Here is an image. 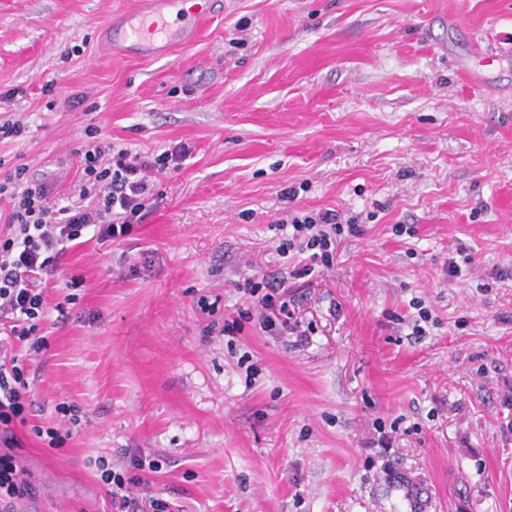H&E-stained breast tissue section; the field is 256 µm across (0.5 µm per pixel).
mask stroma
Returning a JSON list of instances; mask_svg holds the SVG:
<instances>
[{
	"label": "stroma",
	"instance_id": "stroma-1",
	"mask_svg": "<svg viewBox=\"0 0 512 512\" xmlns=\"http://www.w3.org/2000/svg\"><path fill=\"white\" fill-rule=\"evenodd\" d=\"M135 2L0 0V114L28 126L0 157L53 202L78 199L89 124L188 149L126 240L71 248L47 288L80 282L15 429L26 512H119L100 456L169 512H512V55L474 54L512 0H217L155 60L101 45ZM295 209L359 232L277 336L237 287L299 262ZM63 401L82 426L52 448Z\"/></svg>",
	"mask_w": 512,
	"mask_h": 512
}]
</instances>
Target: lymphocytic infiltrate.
I'll list each match as a JSON object with an SVG mask.
<instances>
[{"label": "lymphocytic infiltrate", "instance_id": "1", "mask_svg": "<svg viewBox=\"0 0 512 512\" xmlns=\"http://www.w3.org/2000/svg\"><path fill=\"white\" fill-rule=\"evenodd\" d=\"M87 141L77 152L81 204L55 207L47 184L34 183L20 164L0 175V198L9 211L0 220V497L21 499L31 485L16 459V426L26 424L33 405L28 376L30 364L46 343V282L60 273L59 261L86 234L100 242L123 241L142 223L159 200L151 184L154 173L179 161L180 151L151 158L114 148L95 125L85 129ZM291 237L281 253H308L310 262L293 269L289 278L260 279L246 284L260 308L261 329L277 334L291 331L288 281L310 276L315 267H331L344 233L335 210L293 213ZM121 512H165V503L135 496L123 474L106 459L95 462Z\"/></svg>", "mask_w": 512, "mask_h": 512}]
</instances>
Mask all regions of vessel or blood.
Listing matches in <instances>:
<instances>
[{
    "instance_id": "1",
    "label": "vessel or blood",
    "mask_w": 512,
    "mask_h": 512,
    "mask_svg": "<svg viewBox=\"0 0 512 512\" xmlns=\"http://www.w3.org/2000/svg\"><path fill=\"white\" fill-rule=\"evenodd\" d=\"M209 12L206 5L186 12L183 0H136L133 8L112 19L104 35L127 55L162 58L173 46L189 44Z\"/></svg>"
}]
</instances>
